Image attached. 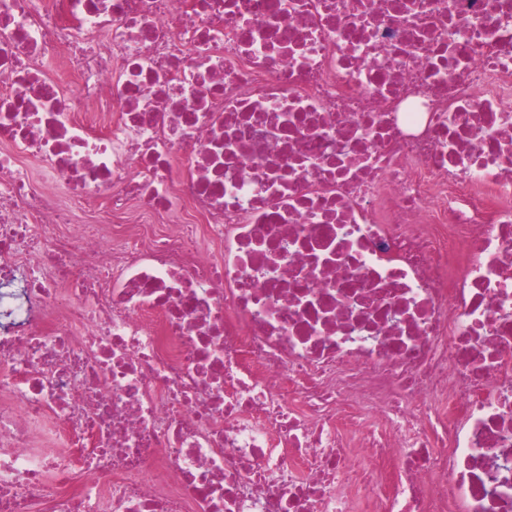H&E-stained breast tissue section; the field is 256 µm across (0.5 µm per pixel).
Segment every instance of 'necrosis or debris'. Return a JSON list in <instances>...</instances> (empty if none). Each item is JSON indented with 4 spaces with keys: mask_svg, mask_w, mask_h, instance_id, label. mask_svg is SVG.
<instances>
[{
    "mask_svg": "<svg viewBox=\"0 0 512 512\" xmlns=\"http://www.w3.org/2000/svg\"><path fill=\"white\" fill-rule=\"evenodd\" d=\"M0 512H512V0H0Z\"/></svg>",
    "mask_w": 512,
    "mask_h": 512,
    "instance_id": "1",
    "label": "necrosis or debris"
}]
</instances>
